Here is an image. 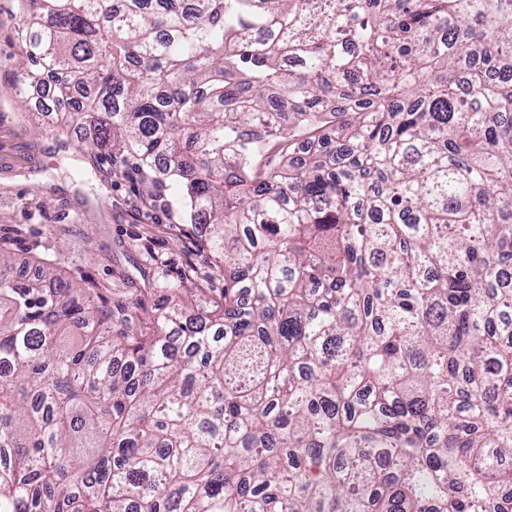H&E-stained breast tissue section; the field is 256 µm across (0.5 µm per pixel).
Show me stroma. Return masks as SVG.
Segmentation results:
<instances>
[{"label": "stroma", "mask_w": 512, "mask_h": 512, "mask_svg": "<svg viewBox=\"0 0 512 512\" xmlns=\"http://www.w3.org/2000/svg\"><path fill=\"white\" fill-rule=\"evenodd\" d=\"M84 133L36 129L26 108L0 98V245L92 282L116 327L127 331L138 327L141 304H154L145 289L157 278L189 271L221 293L223 271L179 229L175 191L145 199L141 172L96 156Z\"/></svg>", "instance_id": "35a3bbf8"}]
</instances>
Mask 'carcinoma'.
Listing matches in <instances>:
<instances>
[{
  "label": "carcinoma",
  "instance_id": "1",
  "mask_svg": "<svg viewBox=\"0 0 512 512\" xmlns=\"http://www.w3.org/2000/svg\"><path fill=\"white\" fill-rule=\"evenodd\" d=\"M2 13L0 97L173 187L224 291L118 332L0 249V512H512V0ZM15 21L0 18V81H4L18 62L17 49L8 39Z\"/></svg>",
  "mask_w": 512,
  "mask_h": 512
}]
</instances>
